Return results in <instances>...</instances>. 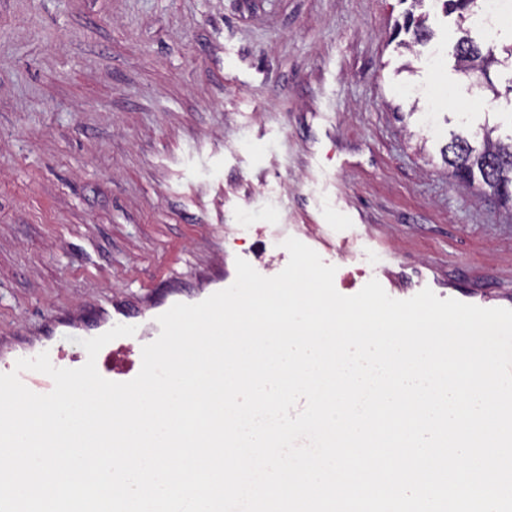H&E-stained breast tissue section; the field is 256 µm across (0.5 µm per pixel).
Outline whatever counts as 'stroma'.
<instances>
[{
  "label": "stroma",
  "instance_id": "obj_1",
  "mask_svg": "<svg viewBox=\"0 0 512 512\" xmlns=\"http://www.w3.org/2000/svg\"><path fill=\"white\" fill-rule=\"evenodd\" d=\"M409 0H0V351L71 355L114 303L193 304L289 260L351 296L512 303V211L456 183L451 132L512 103L455 69L461 35L395 36ZM413 87L435 94L428 104Z\"/></svg>",
  "mask_w": 512,
  "mask_h": 512
}]
</instances>
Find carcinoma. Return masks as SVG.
I'll list each match as a JSON object with an SVG mask.
<instances>
[{
  "mask_svg": "<svg viewBox=\"0 0 512 512\" xmlns=\"http://www.w3.org/2000/svg\"><path fill=\"white\" fill-rule=\"evenodd\" d=\"M447 14H457L459 25L474 22L480 0H441ZM404 27L412 31L414 43L424 45L433 36L429 16L409 13ZM459 70L487 85L494 96H512V84L500 92L493 83L490 70L502 63L494 47L482 48L468 38H461L455 46ZM498 126L485 124L482 131L471 134L462 131L451 137L441 149L443 162L451 169V176L460 182H479L482 188L496 196L503 206L512 208V136L502 139L496 135Z\"/></svg>",
  "mask_w": 512,
  "mask_h": 512,
  "instance_id": "1",
  "label": "carcinoma"
}]
</instances>
